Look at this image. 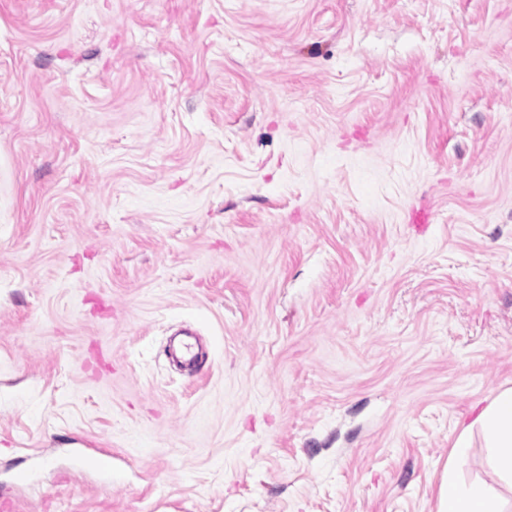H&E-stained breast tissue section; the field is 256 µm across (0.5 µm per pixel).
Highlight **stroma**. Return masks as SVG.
<instances>
[{
  "label": "stroma",
  "mask_w": 512,
  "mask_h": 512,
  "mask_svg": "<svg viewBox=\"0 0 512 512\" xmlns=\"http://www.w3.org/2000/svg\"><path fill=\"white\" fill-rule=\"evenodd\" d=\"M510 387L512 0H0V512H512ZM473 428L481 432L484 448L495 469L512 481V388L497 393L487 407L463 428L455 448L458 456L466 454L465 434ZM438 512H503L500 501L481 485L462 488L448 474L439 491Z\"/></svg>",
  "instance_id": "1"
}]
</instances>
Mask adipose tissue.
Here are the masks:
<instances>
[{"label": "adipose tissue", "instance_id": "ef3b65f1", "mask_svg": "<svg viewBox=\"0 0 512 512\" xmlns=\"http://www.w3.org/2000/svg\"><path fill=\"white\" fill-rule=\"evenodd\" d=\"M483 437L495 469L512 479V388L500 391L473 420ZM438 512H503L497 497L480 485L462 488L454 478H443Z\"/></svg>", "mask_w": 512, "mask_h": 512}]
</instances>
